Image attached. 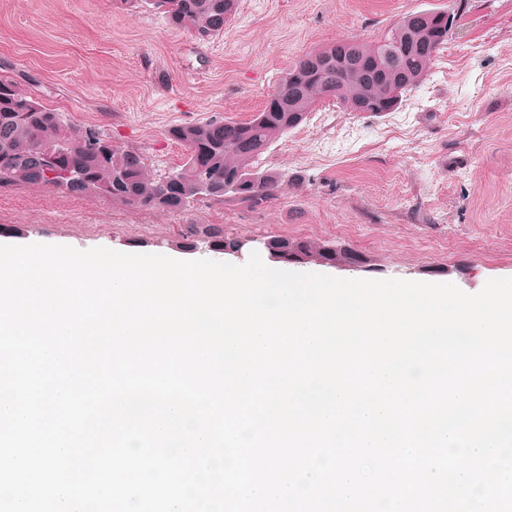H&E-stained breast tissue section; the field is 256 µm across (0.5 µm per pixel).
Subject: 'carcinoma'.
Wrapping results in <instances>:
<instances>
[{
  "mask_svg": "<svg viewBox=\"0 0 512 512\" xmlns=\"http://www.w3.org/2000/svg\"><path fill=\"white\" fill-rule=\"evenodd\" d=\"M133 11L147 5L176 28L189 30L199 41L224 34V26L238 9V0H120ZM438 12H408L373 44L343 40L300 57L283 72L264 108L247 122L213 119L175 125L171 139L185 147L184 163L166 176L151 173L144 156L118 147L112 163L98 159L89 138L95 128L77 129L62 113L22 90L15 79L0 74V184L23 183L81 195L100 192L114 203L159 207L182 212L190 205L186 191L200 175L210 185L207 197L230 198L255 204L276 198L288 186L278 171L257 167L268 145L299 126L316 104L335 98L350 112H363L371 102L379 111H395L392 104L428 76L432 60L448 44L451 29L437 26ZM349 61L336 66V55ZM66 153L59 170L48 173L43 153L58 143ZM273 246L294 249L305 257L349 262L342 250L326 252L321 243L277 237Z\"/></svg>",
  "mask_w": 512,
  "mask_h": 512,
  "instance_id": "obj_1",
  "label": "carcinoma"
}]
</instances>
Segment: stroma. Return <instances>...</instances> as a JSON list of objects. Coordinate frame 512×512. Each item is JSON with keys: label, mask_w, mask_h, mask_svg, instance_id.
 Listing matches in <instances>:
<instances>
[{"label": "stroma", "mask_w": 512, "mask_h": 512, "mask_svg": "<svg viewBox=\"0 0 512 512\" xmlns=\"http://www.w3.org/2000/svg\"><path fill=\"white\" fill-rule=\"evenodd\" d=\"M458 1L429 78L396 111L348 112L329 99L273 143L261 165L288 177L277 199L204 196L173 213L5 184L0 243L209 258L182 248L194 229L324 242L363 262L306 258L286 271L452 283L469 294L512 278V0H240L223 35L203 44L116 0H0V73L75 127L137 149L160 175L184 162L170 127L249 120L306 53L376 42L405 13Z\"/></svg>", "instance_id": "1"}]
</instances>
